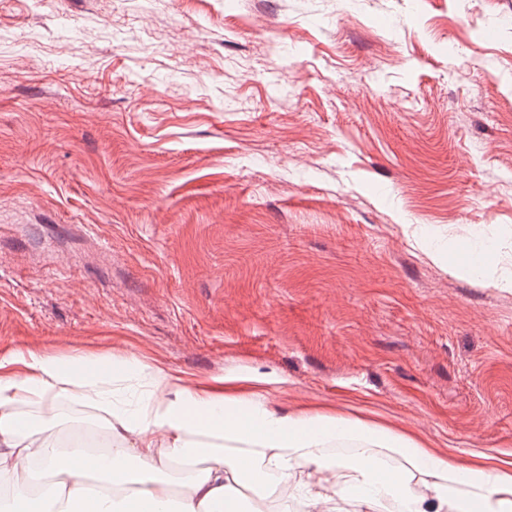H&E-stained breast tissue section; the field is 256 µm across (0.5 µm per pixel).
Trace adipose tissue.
<instances>
[{
  "label": "adipose tissue",
  "instance_id": "ef3b65f1",
  "mask_svg": "<svg viewBox=\"0 0 512 512\" xmlns=\"http://www.w3.org/2000/svg\"><path fill=\"white\" fill-rule=\"evenodd\" d=\"M146 393L118 398L123 380L65 369L52 355L18 350L0 358V512H234L259 479L276 476L277 498L302 512H512V463L494 453L464 464L453 455L359 419L310 410L280 412L264 397L227 396L143 365ZM70 394L100 412L105 451L61 448L20 426L35 404L46 421ZM351 441L357 459L326 460L328 445Z\"/></svg>",
  "mask_w": 512,
  "mask_h": 512
}]
</instances>
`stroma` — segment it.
Masks as SVG:
<instances>
[{
    "mask_svg": "<svg viewBox=\"0 0 512 512\" xmlns=\"http://www.w3.org/2000/svg\"><path fill=\"white\" fill-rule=\"evenodd\" d=\"M26 348L512 461V0H0Z\"/></svg>",
    "mask_w": 512,
    "mask_h": 512,
    "instance_id": "1",
    "label": "stroma"
}]
</instances>
